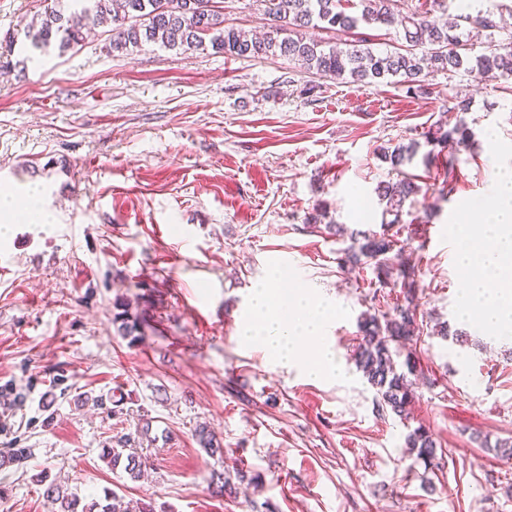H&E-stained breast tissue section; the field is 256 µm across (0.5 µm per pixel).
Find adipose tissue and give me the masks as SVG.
Instances as JSON below:
<instances>
[{"instance_id":"adipose-tissue-1","label":"adipose tissue","mask_w":512,"mask_h":512,"mask_svg":"<svg viewBox=\"0 0 512 512\" xmlns=\"http://www.w3.org/2000/svg\"><path fill=\"white\" fill-rule=\"evenodd\" d=\"M458 271L465 283L461 299L469 323L491 335L512 332V169L496 175L493 201L470 204L451 227ZM284 269L253 289L240 340L258 344L280 364L298 366L314 378H338L336 354L318 337L335 308L303 288H287ZM316 346H309V339Z\"/></svg>"}]
</instances>
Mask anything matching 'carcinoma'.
<instances>
[{"mask_svg": "<svg viewBox=\"0 0 512 512\" xmlns=\"http://www.w3.org/2000/svg\"><path fill=\"white\" fill-rule=\"evenodd\" d=\"M263 6L266 31L252 35L240 28L224 25V13L215 9L214 0H57L55 6L34 15L24 31L23 49L28 59L51 44L66 50L84 41L87 24L110 28L109 48L123 51L154 43L165 49L186 54L211 47L239 58L286 57L298 60L307 71L343 80L375 84L397 78L409 93H423L429 78L463 70L475 79L490 74L512 78V41L490 42L479 55L463 40L461 23L495 31L500 28L495 13L478 11L448 14L437 18L428 12H404L397 0H353L354 11L347 12L341 0H258ZM362 27H386L396 31L402 44L393 50L377 51L368 34L361 32L344 40L338 48L313 38L309 31L317 28L352 33ZM469 135L462 124L448 127L442 121L428 131L426 143L432 149L425 154L430 160L435 148L454 149L467 143ZM419 145L411 142L393 149H382L381 158L390 164L398 180L384 181L377 196L384 204L383 214L394 219L381 222L380 230H353L351 245L343 251L338 266L353 270L369 266L382 288L401 285V297L384 310L372 305L358 320L359 342L353 352L357 371L376 392V405L406 419L415 403L411 377L417 373V352L407 344L419 339V311L415 288L407 281L406 265L395 262L398 238L392 227L399 223L405 204L417 196L422 186L418 179L402 170L418 153ZM124 334L132 336L144 321L130 317L127 310L115 314ZM402 362H397V359ZM199 442L212 456H224L221 442L205 428L198 430ZM136 443L132 434L118 440V447L103 452L113 467L126 459L125 472L132 479L141 477L146 461L139 455H123L126 447ZM409 453L425 466L437 459V442L421 425L406 436ZM43 496L59 505V512H157L153 502H139L132 507L117 492L106 488L102 494L87 499L63 485L50 482Z\"/></svg>", "mask_w": 512, "mask_h": 512, "instance_id": "cac0c4a2", "label": "carcinoma"}]
</instances>
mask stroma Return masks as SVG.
<instances>
[{"mask_svg":"<svg viewBox=\"0 0 512 512\" xmlns=\"http://www.w3.org/2000/svg\"><path fill=\"white\" fill-rule=\"evenodd\" d=\"M52 2L0 0V55L13 63L0 76V190L20 208L37 196L48 217L0 240V395L12 393L0 455L31 451L0 467V512H53L43 472L163 512H512V456L492 448L512 438V336L461 320L449 244L458 209L489 199L496 167H512V79L439 74L411 95L283 57L111 53L101 27L65 52H9V35ZM457 97L468 111H449ZM440 120L474 143L448 184L440 159L406 164L427 191L399 235L424 317L412 416L444 450L428 470L351 359L373 272L341 271L348 238L306 220L322 208L329 223L379 229L375 189L393 177L381 148L424 141ZM278 266L335 307L325 336L344 378L309 379L240 343L249 291ZM119 302L147 321L144 336L119 332ZM439 321L467 342L435 334ZM201 426L223 458L201 447ZM135 431L148 459L138 480L102 457ZM239 465L261 487L215 493Z\"/></svg>","mask_w":512,"mask_h":512,"instance_id":"obj_1","label":"stroma"}]
</instances>
